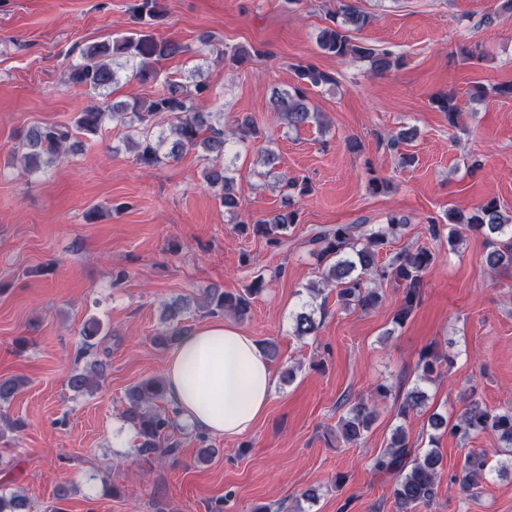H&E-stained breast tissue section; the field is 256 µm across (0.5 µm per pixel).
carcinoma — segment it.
Listing matches in <instances>:
<instances>
[{
	"instance_id": "cac0c4a2",
	"label": "carcinoma",
	"mask_w": 512,
	"mask_h": 512,
	"mask_svg": "<svg viewBox=\"0 0 512 512\" xmlns=\"http://www.w3.org/2000/svg\"><path fill=\"white\" fill-rule=\"evenodd\" d=\"M137 27L113 40L87 46L80 59L68 66L66 82L84 87L91 96L90 102L77 113L73 126L49 125L28 130L23 137L26 149L21 156L24 167L30 173H41L67 153L81 151L82 142L76 134L95 135L108 122L119 121L128 124L138 133L131 141L136 150L137 161L147 167L165 161H175L189 151H199L207 165L203 178L207 187L219 199L224 210L237 213L241 207L235 190V177L224 156L229 139L224 132V113L207 112L199 99L204 97L208 87L199 82L184 83L170 76H162V62L171 56L185 52V47L154 35L153 27L163 18L160 0H137L134 5ZM368 16L356 7L339 0L336 12L329 16V24L317 35L318 47L326 54L344 58L347 56L364 59L371 69L383 74L401 65V58L386 49H377L367 44L352 41L350 32L363 28ZM200 42L209 48L216 62L242 64L260 51L243 46L217 47L210 34H204ZM129 64L132 74L142 83L162 81L163 90L154 98L129 104L123 101L109 103L103 100L106 91L118 82L117 68ZM301 84L289 90L276 91L270 99V111L287 122L291 128H298L316 116L311 107L304 86L334 84L336 77L313 66L298 68ZM433 105L448 116V125L457 126L460 107L455 97L448 94L436 96ZM169 119V129L160 127L161 118ZM240 142L256 141L263 136L250 117L236 119V132ZM298 212L287 208L252 223L241 222L240 230L267 238L277 243L288 227L297 223ZM448 223L452 228L444 230L436 223L429 224L431 238L438 239L448 233V244L456 246L459 224L480 233L488 239L491 250L486 254L485 264L492 273L512 267V216L500 203L492 198L470 210L448 211ZM406 226V219L395 214L389 216L387 224L363 233L355 224H338L330 230L315 233L311 242L316 245L319 261L324 263L320 280L306 287L310 298L315 299L330 286L337 290V300L344 308L359 307L363 310L376 306L381 299L379 289L369 288V283L393 281L403 288L399 308L393 316L397 325L404 324L420 304L424 277L435 261V254L425 246L414 250H402L381 263L378 255L381 249L396 237ZM266 288L261 276L253 282L244 295H232L214 288L208 294L204 308L211 315L226 312L238 318L246 317L251 300ZM188 303L175 299L167 303L162 311V327L153 336V343L171 347L189 332L184 325ZM316 310L309 303L302 304L300 311L292 316L294 335L312 336L319 322ZM103 326L92 319L82 329V348L79 357L95 352L102 341ZM453 365V360L439 353L427 350L420 355L419 379L429 380L441 363ZM109 364L98 359L92 360L85 368L70 372L67 385L76 396L91 394L100 386ZM26 380L9 376L0 378V408L10 402L25 386ZM392 385L387 381L377 383L371 390V397L360 399L349 405L339 420L340 435L348 445L359 443L369 431L376 417V402L387 398ZM164 378L154 376L132 386L127 394V406L123 412L125 420L136 434L135 453L144 460L159 457H173L178 450V441L172 437L177 428L175 418L158 408V402L165 400ZM425 392L413 387L403 397L400 416L406 417L424 405ZM432 430L430 439L452 432L466 441L475 434H489L512 448V408L489 411L470 397L467 405L453 425L447 419L433 414L428 419ZM490 455L486 449H470L464 457L459 487L464 493L477 489L478 480L485 475ZM442 468V455L437 448L424 453L416 452L409 442L405 428L395 427L385 450L375 458L373 469L392 479V497L396 512H415L420 506L430 505L437 496L438 473ZM0 512H31L28 496L20 489L13 488L0 492Z\"/></svg>"
}]
</instances>
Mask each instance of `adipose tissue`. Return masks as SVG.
I'll use <instances>...</instances> for the list:
<instances>
[{
	"label": "adipose tissue",
	"mask_w": 512,
	"mask_h": 512,
	"mask_svg": "<svg viewBox=\"0 0 512 512\" xmlns=\"http://www.w3.org/2000/svg\"><path fill=\"white\" fill-rule=\"evenodd\" d=\"M180 424L212 436L249 433L265 414L275 368L256 340L222 321L197 325L171 352L163 372Z\"/></svg>",
	"instance_id": "1"
}]
</instances>
